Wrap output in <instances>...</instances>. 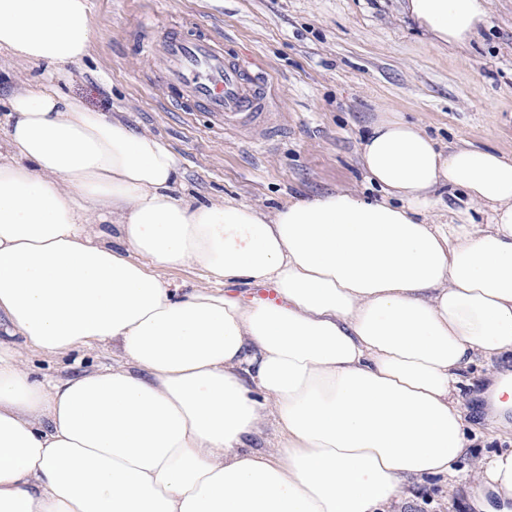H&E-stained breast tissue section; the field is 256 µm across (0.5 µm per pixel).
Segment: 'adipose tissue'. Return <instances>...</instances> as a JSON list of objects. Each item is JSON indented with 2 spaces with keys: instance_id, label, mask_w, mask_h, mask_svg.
Returning <instances> with one entry per match:
<instances>
[{
  "instance_id": "adipose-tissue-1",
  "label": "adipose tissue",
  "mask_w": 512,
  "mask_h": 512,
  "mask_svg": "<svg viewBox=\"0 0 512 512\" xmlns=\"http://www.w3.org/2000/svg\"><path fill=\"white\" fill-rule=\"evenodd\" d=\"M406 9L438 47L488 20L486 0ZM93 38L90 0H0V52L44 69L0 129V318L44 355L125 359L43 382L0 343V512H384L409 481L460 477L465 372L512 357V158L441 151L396 114L360 142L381 198L195 204L161 141L53 84ZM443 186L487 223H428ZM189 262L212 287L160 274ZM237 281L279 299L243 303ZM268 417L273 451H247Z\"/></svg>"
}]
</instances>
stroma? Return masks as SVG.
Masks as SVG:
<instances>
[{
	"mask_svg": "<svg viewBox=\"0 0 512 512\" xmlns=\"http://www.w3.org/2000/svg\"><path fill=\"white\" fill-rule=\"evenodd\" d=\"M407 0H91L96 38L81 66L57 80L70 97L162 140L176 155L178 191L196 203L239 202L273 214L325 192L380 195L360 164L359 136L385 112L417 124L439 148L468 144L512 155V0H486L489 24L469 47L434 46ZM222 32L230 52L273 82L286 123L272 140L211 128L204 113L171 105L163 82L146 87L144 43L171 28ZM19 367L64 379L118 363L111 347L46 357L16 344ZM504 361L469 369L462 406L469 450L464 481L409 483L389 512H478L481 460L512 448V423L492 424L481 398Z\"/></svg>",
	"mask_w": 512,
	"mask_h": 512,
	"instance_id": "1",
	"label": "stroma"
}]
</instances>
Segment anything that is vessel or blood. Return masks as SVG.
<instances>
[{
	"label": "vessel or blood",
	"instance_id": "b4317fda",
	"mask_svg": "<svg viewBox=\"0 0 512 512\" xmlns=\"http://www.w3.org/2000/svg\"><path fill=\"white\" fill-rule=\"evenodd\" d=\"M153 70L179 92L182 111L206 112L212 127L246 128L269 138L280 127L277 103L265 76L249 71L212 35L173 33L149 45Z\"/></svg>",
	"mask_w": 512,
	"mask_h": 512
}]
</instances>
